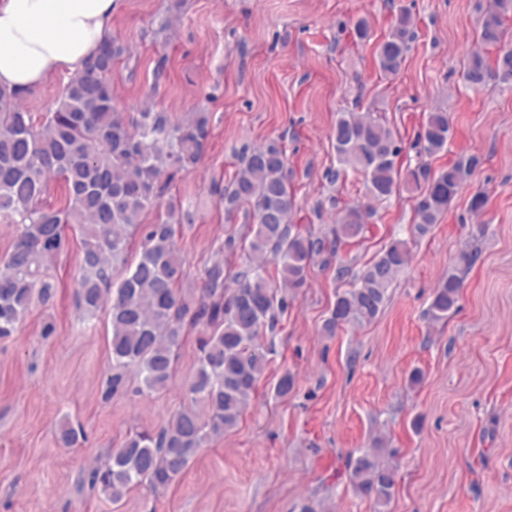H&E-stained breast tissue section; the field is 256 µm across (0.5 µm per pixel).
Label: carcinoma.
I'll list each match as a JSON object with an SVG mask.
<instances>
[{
    "instance_id": "cac0c4a2",
    "label": "carcinoma",
    "mask_w": 512,
    "mask_h": 512,
    "mask_svg": "<svg viewBox=\"0 0 512 512\" xmlns=\"http://www.w3.org/2000/svg\"><path fill=\"white\" fill-rule=\"evenodd\" d=\"M512 0H495L477 32L479 50L464 63L469 87L485 90L496 80H512ZM412 16L403 11L375 51L378 69L397 74L411 38ZM127 48L109 39L70 77L56 108L35 114L22 98L0 89V221L16 226L10 251L0 261V338L11 336L35 306L49 308L56 296L50 274L54 259L67 247V225L82 234L74 297L81 321L103 309L111 319L112 373L102 400L127 391L128 369L145 389L168 388L188 327L202 325L197 366L188 385L190 403L157 431H132L107 462L87 474L91 487L119 503L133 488L155 493L167 489L206 443L235 428L267 365L264 334L288 311V291L306 283L315 257L330 256L363 236L371 202L388 200L399 181L415 192L414 230L427 235L480 165L471 155L437 169L427 162L402 168L401 149L392 131L372 112L341 117L333 128L337 161L366 178L369 203L346 208L332 238L313 237L291 223L294 197L284 145L270 139L246 147L224 190V218L238 215L255 224L241 238L245 255L236 268L218 257L205 267L199 295L182 291L187 276L174 242V225L191 224L193 214L164 201L175 180L192 174L205 155L210 113L194 112L177 121L151 104L137 112L113 105L110 75ZM451 128L446 112H430L417 135L431 158L448 148ZM60 183L64 206L44 195ZM165 206L145 223L144 212ZM410 259L406 242H391L338 295L323 331L327 336L348 324H367L381 312L389 289ZM275 265L276 276L269 273ZM461 277L448 271L429 307L434 320L458 308ZM398 473L365 452L350 460L351 484L378 505L388 504Z\"/></svg>"
}]
</instances>
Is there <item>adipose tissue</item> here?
Returning <instances> with one entry per match:
<instances>
[{
    "instance_id": "1",
    "label": "adipose tissue",
    "mask_w": 512,
    "mask_h": 512,
    "mask_svg": "<svg viewBox=\"0 0 512 512\" xmlns=\"http://www.w3.org/2000/svg\"><path fill=\"white\" fill-rule=\"evenodd\" d=\"M116 0H0V88L26 94L80 73L112 32Z\"/></svg>"
}]
</instances>
